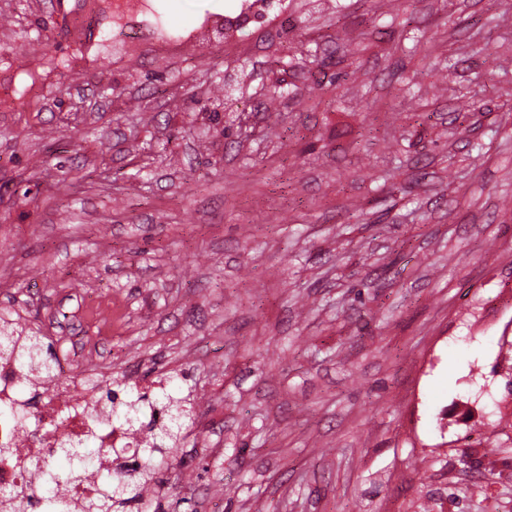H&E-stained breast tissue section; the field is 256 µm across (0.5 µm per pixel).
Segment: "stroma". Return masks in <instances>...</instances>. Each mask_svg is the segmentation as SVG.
<instances>
[{
	"mask_svg": "<svg viewBox=\"0 0 512 512\" xmlns=\"http://www.w3.org/2000/svg\"><path fill=\"white\" fill-rule=\"evenodd\" d=\"M151 31L0 0V92L41 86L0 108V315L118 304L114 373L193 414L161 504L512 512V0Z\"/></svg>",
	"mask_w": 512,
	"mask_h": 512,
	"instance_id": "stroma-1",
	"label": "stroma"
}]
</instances>
